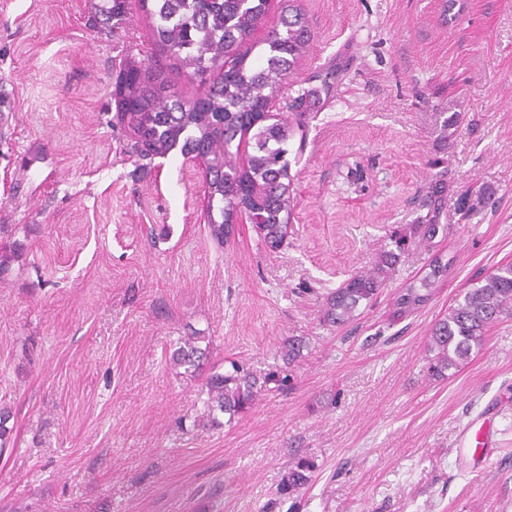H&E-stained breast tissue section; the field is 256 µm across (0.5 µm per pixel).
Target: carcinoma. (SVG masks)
<instances>
[{
  "label": "carcinoma",
  "mask_w": 512,
  "mask_h": 512,
  "mask_svg": "<svg viewBox=\"0 0 512 512\" xmlns=\"http://www.w3.org/2000/svg\"><path fill=\"white\" fill-rule=\"evenodd\" d=\"M167 0H138L139 8L153 19L154 53L147 61L121 69L112 83L116 103L115 124L130 131L127 152L141 160L166 155L176 146L186 155L205 161L204 218L211 237L224 242L225 229L245 212L257 224L259 237L269 250L279 249L288 237L291 184L288 142L302 130L306 113L330 95L336 71L320 72L309 81L321 87L301 89L280 117L268 110L287 76L311 48L313 33L297 0H279L282 29H274L261 45L258 57L250 58L251 34L261 25L271 0H179L177 17L165 6ZM91 22L108 24L127 18L131 0H90ZM193 69L204 84L203 96L178 97L168 73ZM251 147L247 162L239 161L242 145ZM444 185L434 183L433 207L413 225L428 243L446 234L441 223L440 202ZM407 235H394L396 250L383 252L368 273L349 278L331 292L324 320L336 327L354 319L362 303L378 293L407 245ZM448 275V262L437 252L429 273L420 284L410 283L396 294L389 321L396 322L424 308L433 298L435 282ZM512 317V262L501 264L476 279L470 288L436 320L429 332L428 371L440 378L459 367L482 348L486 333L497 322ZM199 337L184 336L171 356L176 366L198 371L207 354ZM284 385L285 378L270 374L260 380L233 362L223 373L206 377L208 422L218 415L233 418L248 412L268 384ZM313 463L297 461L279 489L288 499L309 480Z\"/></svg>",
  "instance_id": "obj_1"
}]
</instances>
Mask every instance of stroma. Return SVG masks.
I'll list each match as a JSON object with an SVG mask.
<instances>
[{
  "instance_id": "1",
  "label": "stroma",
  "mask_w": 512,
  "mask_h": 512,
  "mask_svg": "<svg viewBox=\"0 0 512 512\" xmlns=\"http://www.w3.org/2000/svg\"><path fill=\"white\" fill-rule=\"evenodd\" d=\"M444 3L298 0L315 38L289 96L339 77L306 115L291 231L271 252L245 219L211 238L180 148L147 167L124 152L109 86L151 52L140 9L94 28L88 0H0V512H512V319L445 377L427 370L434 322L512 262V0ZM442 112L469 123L442 137ZM436 179L447 234L410 243L353 322L324 324L328 293L426 215ZM474 184L492 197L461 216ZM437 250L433 299L390 322ZM184 336L208 368L290 386L202 425L205 371L169 359ZM487 413L493 445L461 447ZM301 458L310 483L279 498Z\"/></svg>"
}]
</instances>
